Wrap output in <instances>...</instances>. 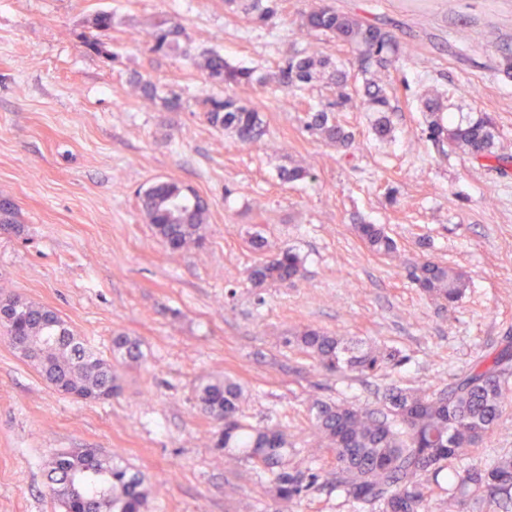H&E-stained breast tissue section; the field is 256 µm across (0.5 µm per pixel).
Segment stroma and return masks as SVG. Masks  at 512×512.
<instances>
[{
    "label": "stroma",
    "instance_id": "stroma-1",
    "mask_svg": "<svg viewBox=\"0 0 512 512\" xmlns=\"http://www.w3.org/2000/svg\"><path fill=\"white\" fill-rule=\"evenodd\" d=\"M392 32L413 54L389 76L393 136L353 111L348 148L309 135L303 115L268 91L235 87L256 105L267 137L241 145L210 126L198 97L223 94L200 55L275 71L311 48L345 63V47L299 31L316 0H283L275 28L230 13L224 0H0V200L15 227L0 231V297L55 311L84 345L112 356V338L139 339V364H116L120 391L81 401L46 383L0 338V512H62L49 491L56 454L93 448L150 483L149 512H354L311 476L331 458L314 445L316 403L347 401L380 413L390 386L437 392L477 356L512 337V167L501 172L459 149L439 157L420 99L448 94L453 121L494 118L495 151L512 157V0H329ZM112 11L110 56L88 51L95 12ZM184 29L181 52L150 53L155 17ZM155 85L146 101L140 86ZM182 98L179 109L165 98ZM306 170L282 180L284 170ZM172 178L208 205L204 245L170 252L138 193ZM383 225L397 254L371 253L355 224ZM262 236L263 249L251 240ZM292 247L300 278L255 286L248 269ZM431 259L465 272L455 305L429 298L406 268ZM312 326L398 350L400 367L337 377L283 339ZM231 376L240 413L288 429V469L312 487L289 504L271 475L226 462L221 423L196 401L200 382ZM512 452V393L468 464Z\"/></svg>",
    "mask_w": 512,
    "mask_h": 512
}]
</instances>
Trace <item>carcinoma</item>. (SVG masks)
<instances>
[{
    "instance_id": "carcinoma-1",
    "label": "carcinoma",
    "mask_w": 512,
    "mask_h": 512,
    "mask_svg": "<svg viewBox=\"0 0 512 512\" xmlns=\"http://www.w3.org/2000/svg\"><path fill=\"white\" fill-rule=\"evenodd\" d=\"M232 12H240L258 26L273 28L279 0H224ZM115 25L114 14L102 10L91 20L92 32L83 45L97 53L109 54L103 41ZM300 30L323 36L350 49L354 73L336 67L327 56L314 51H296L262 74L254 66L232 64L219 52L205 50L201 67L207 79L229 87L261 86L288 91L293 106L305 112L304 130L336 146L353 140L348 122L336 113L344 112L354 99L364 112L392 111V87L383 81L390 69L410 57L407 47L391 32L363 21L356 15L322 4L301 14ZM181 28L168 16L154 18L145 31L149 52L169 55L180 49ZM323 81L336 87V98L313 106L304 91ZM448 97L444 93L423 100L427 138L441 155L446 148H461L475 158L495 161L499 167L507 158L493 151L496 129L493 120L480 117L456 124L448 120ZM206 121L231 131L243 145L261 140L267 129L255 105L231 95L209 96L201 101ZM182 185L173 179L155 182L140 195V206L156 235L173 252L202 245L200 234L207 221V208L184 212L192 202L181 197ZM355 231L375 255L390 257L396 244L379 224L363 222ZM303 257L281 249L248 269L256 285L292 281L302 274ZM408 278L428 296L448 304L457 302L469 279L426 259L410 266ZM15 306L8 331L35 347L25 355L42 377L59 391H74L107 400L117 393L112 362L87 350L80 339L54 312L13 297ZM283 345L298 348L330 373L346 370L377 374L398 365L396 351L363 347L362 342L334 336L319 328L306 327L286 337ZM112 354L127 364L142 359L138 339L119 334L112 339ZM512 374V353L504 346L485 354L438 393L416 388L391 387L384 395L386 412L378 416L344 402L317 405L314 427L320 442L333 454V462L321 469L324 482L355 507L370 512H425L429 499L443 493L460 509L469 502L498 505L512 500V454L501 456L492 466L470 467L457 478L453 465L467 459L469 447L479 443L498 424L506 383ZM243 389L230 379L199 385L196 399L201 410L214 420L224 421V436L218 447L231 459H244L273 476L275 494L288 503L308 490L301 479L288 471V434L279 426L254 428L239 418ZM50 491L58 497L63 512H148L150 489L146 478L131 474L117 463L99 456L88 460L79 453L55 456L48 465Z\"/></svg>"
}]
</instances>
